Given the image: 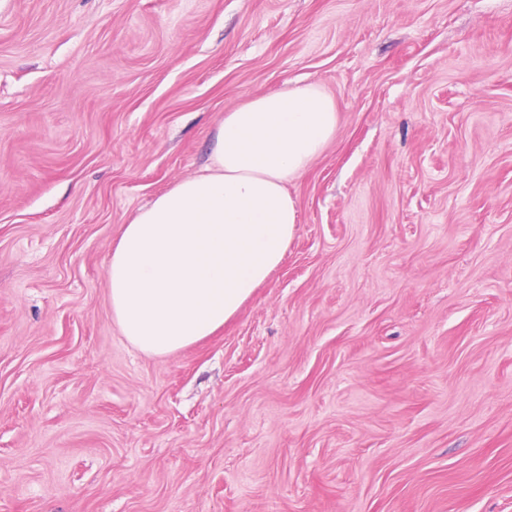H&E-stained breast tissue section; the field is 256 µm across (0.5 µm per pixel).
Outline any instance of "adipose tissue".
I'll return each mask as SVG.
<instances>
[{"instance_id":"adipose-tissue-1","label":"adipose tissue","mask_w":512,"mask_h":512,"mask_svg":"<svg viewBox=\"0 0 512 512\" xmlns=\"http://www.w3.org/2000/svg\"><path fill=\"white\" fill-rule=\"evenodd\" d=\"M317 84L249 98L218 120L208 165L122 227L106 267L112 321L163 358L223 329L283 261L299 222L286 185L336 137Z\"/></svg>"}]
</instances>
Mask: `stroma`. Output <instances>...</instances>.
I'll return each instance as SVG.
<instances>
[{
  "mask_svg": "<svg viewBox=\"0 0 512 512\" xmlns=\"http://www.w3.org/2000/svg\"><path fill=\"white\" fill-rule=\"evenodd\" d=\"M309 83L283 262L139 351L123 224ZM0 512H512V0H0Z\"/></svg>",
  "mask_w": 512,
  "mask_h": 512,
  "instance_id": "1",
  "label": "stroma"
}]
</instances>
